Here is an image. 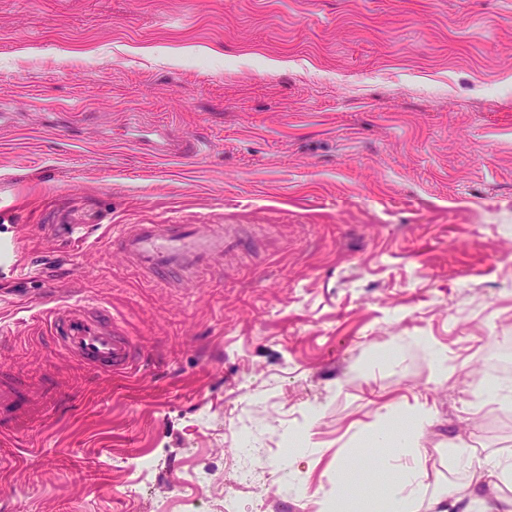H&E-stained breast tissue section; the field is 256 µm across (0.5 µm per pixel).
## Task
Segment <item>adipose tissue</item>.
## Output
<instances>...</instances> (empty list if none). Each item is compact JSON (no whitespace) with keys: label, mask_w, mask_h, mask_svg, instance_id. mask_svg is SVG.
<instances>
[{"label":"adipose tissue","mask_w":512,"mask_h":512,"mask_svg":"<svg viewBox=\"0 0 512 512\" xmlns=\"http://www.w3.org/2000/svg\"><path fill=\"white\" fill-rule=\"evenodd\" d=\"M399 405L387 403L382 424L373 432L381 448H404L406 459L393 465L390 459L377 457L371 466L361 471H337L336 485L350 489L355 482L369 480L383 469L395 468L396 477L384 491L380 506L383 512H457L460 504H468L471 512H512V457L491 462L459 449L460 462L467 474L460 482H434L426 486L429 477L428 456L418 447L420 434L433 422L430 410L413 413L409 422H402L395 413Z\"/></svg>","instance_id":"1"}]
</instances>
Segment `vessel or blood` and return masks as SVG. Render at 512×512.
Here are the masks:
<instances>
[{"mask_svg":"<svg viewBox=\"0 0 512 512\" xmlns=\"http://www.w3.org/2000/svg\"><path fill=\"white\" fill-rule=\"evenodd\" d=\"M128 265L149 281L182 286L190 274L214 258L249 247L239 231L214 232L206 224H124L112 236ZM45 329L57 352L87 369L115 377L135 370L142 350L107 311L57 300L45 310ZM50 383H17L0 373V441L9 442L41 421L56 398Z\"/></svg>","mask_w":512,"mask_h":512,"instance_id":"b4317fda","label":"vessel or blood"}]
</instances>
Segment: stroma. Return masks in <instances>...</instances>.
Here are the masks:
<instances>
[{"instance_id":"obj_1","label":"stroma","mask_w":512,"mask_h":512,"mask_svg":"<svg viewBox=\"0 0 512 512\" xmlns=\"http://www.w3.org/2000/svg\"><path fill=\"white\" fill-rule=\"evenodd\" d=\"M0 106V370L66 393L0 512H314L390 401L432 409L439 479L512 455V0H0ZM169 223L252 247L145 282L110 227ZM54 296L140 370L57 355Z\"/></svg>"}]
</instances>
